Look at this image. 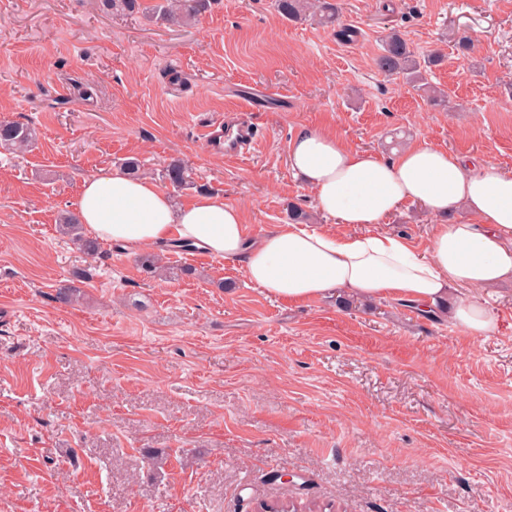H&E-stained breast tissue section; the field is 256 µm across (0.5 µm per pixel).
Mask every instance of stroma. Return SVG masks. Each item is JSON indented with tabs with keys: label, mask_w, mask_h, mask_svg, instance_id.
<instances>
[{
	"label": "stroma",
	"mask_w": 512,
	"mask_h": 512,
	"mask_svg": "<svg viewBox=\"0 0 512 512\" xmlns=\"http://www.w3.org/2000/svg\"><path fill=\"white\" fill-rule=\"evenodd\" d=\"M340 3L351 43L272 0H216L184 27L0 0V118L37 131L28 153L0 148V512H512V284L496 333L471 336L341 290L276 300L194 249L164 246L159 278L141 251L87 253L59 230L83 181L130 157L175 203L241 207L250 235L293 207L335 229L288 164L309 127L386 159L424 142L512 171V0ZM385 31L441 53L444 100L378 71ZM244 95L255 147L211 151L202 125ZM173 158L191 188L163 179ZM433 224L407 203L380 227L423 248Z\"/></svg>",
	"instance_id": "1"
}]
</instances>
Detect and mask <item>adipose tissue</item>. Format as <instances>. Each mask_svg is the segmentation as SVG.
<instances>
[{"label": "adipose tissue", "instance_id": "1", "mask_svg": "<svg viewBox=\"0 0 512 512\" xmlns=\"http://www.w3.org/2000/svg\"><path fill=\"white\" fill-rule=\"evenodd\" d=\"M288 163L314 191L318 209L354 232L281 224L252 238L241 209L222 195L178 206L151 180L120 172L85 179L73 208L101 241L138 249L176 240L241 261L247 278L276 299L308 301L341 288L447 316L471 336L496 332L481 292L512 281V173L426 144L385 161L319 128L291 139ZM408 202L439 219L426 251L377 228ZM461 208L470 222L445 223Z\"/></svg>", "mask_w": 512, "mask_h": 512}]
</instances>
